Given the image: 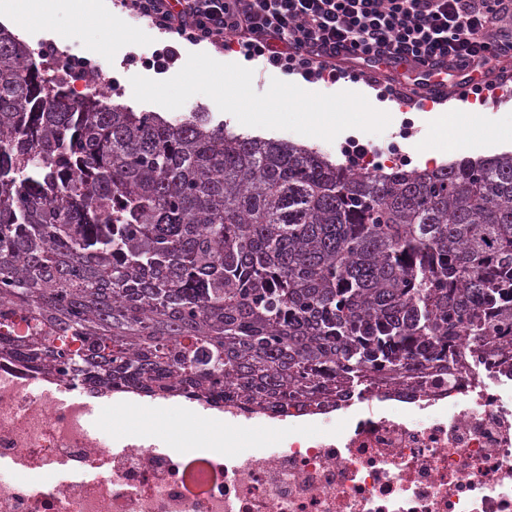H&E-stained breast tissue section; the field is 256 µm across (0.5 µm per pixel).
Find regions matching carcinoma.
<instances>
[{
	"label": "carcinoma",
	"instance_id": "1",
	"mask_svg": "<svg viewBox=\"0 0 512 512\" xmlns=\"http://www.w3.org/2000/svg\"><path fill=\"white\" fill-rule=\"evenodd\" d=\"M46 71L0 26V356L263 409L512 349V152L354 172Z\"/></svg>",
	"mask_w": 512,
	"mask_h": 512
}]
</instances>
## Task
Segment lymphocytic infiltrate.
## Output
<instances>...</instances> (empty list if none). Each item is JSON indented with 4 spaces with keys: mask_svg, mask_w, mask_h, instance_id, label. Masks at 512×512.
I'll return each mask as SVG.
<instances>
[{
    "mask_svg": "<svg viewBox=\"0 0 512 512\" xmlns=\"http://www.w3.org/2000/svg\"><path fill=\"white\" fill-rule=\"evenodd\" d=\"M128 16L173 36L154 69L180 58L178 44L239 48L251 60L309 80L359 81L378 66L407 69L378 83L389 99L446 98L428 74L457 77L461 99L512 82V0H118Z\"/></svg>",
    "mask_w": 512,
    "mask_h": 512,
    "instance_id": "1",
    "label": "lymphocytic infiltrate"
}]
</instances>
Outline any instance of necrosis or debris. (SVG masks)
Returning <instances> with one entry per match:
<instances>
[{
    "mask_svg": "<svg viewBox=\"0 0 512 512\" xmlns=\"http://www.w3.org/2000/svg\"><path fill=\"white\" fill-rule=\"evenodd\" d=\"M97 394L0 359V512H512V375H436L324 405L220 404L194 456L87 427ZM281 426L238 449L250 428ZM52 474L32 488L24 477Z\"/></svg>",
    "mask_w": 512,
    "mask_h": 512,
    "instance_id": "obj_1",
    "label": "necrosis or debris"
}]
</instances>
